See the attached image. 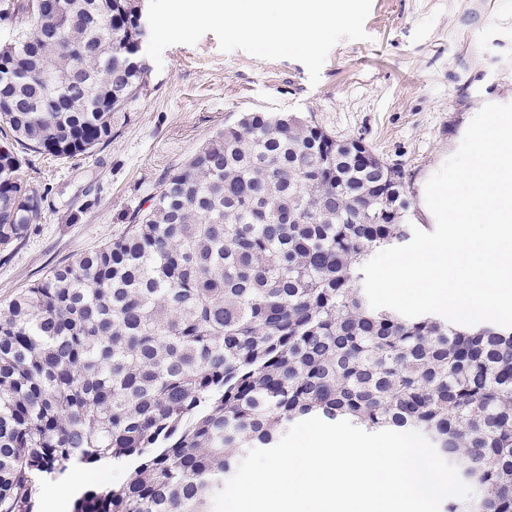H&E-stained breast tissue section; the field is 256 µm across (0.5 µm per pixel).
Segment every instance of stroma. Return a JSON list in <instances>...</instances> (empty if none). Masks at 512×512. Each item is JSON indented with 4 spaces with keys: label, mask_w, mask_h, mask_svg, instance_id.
Returning a JSON list of instances; mask_svg holds the SVG:
<instances>
[{
    "label": "stroma",
    "mask_w": 512,
    "mask_h": 512,
    "mask_svg": "<svg viewBox=\"0 0 512 512\" xmlns=\"http://www.w3.org/2000/svg\"><path fill=\"white\" fill-rule=\"evenodd\" d=\"M365 30L331 49L315 84L299 61L225 52L211 33L168 47L110 145L65 163L29 154L21 175L44 217L0 259V303L125 233L170 169L247 112L310 114L335 139L363 140L401 166L410 221L433 231L422 184L476 108L512 102V0H372Z\"/></svg>",
    "instance_id": "stroma-1"
}]
</instances>
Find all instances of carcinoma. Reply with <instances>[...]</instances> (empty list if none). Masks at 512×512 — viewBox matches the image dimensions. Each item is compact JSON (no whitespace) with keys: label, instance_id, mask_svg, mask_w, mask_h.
<instances>
[{"label":"carcinoma","instance_id":"1","mask_svg":"<svg viewBox=\"0 0 512 512\" xmlns=\"http://www.w3.org/2000/svg\"><path fill=\"white\" fill-rule=\"evenodd\" d=\"M0 0V248L43 218L23 151L107 146L145 89L139 0ZM404 171L313 120L251 112L173 168L127 232L0 306V512L128 464L74 512H209L296 419L418 430L512 512V327L373 309L362 267L410 239ZM81 476L85 486L89 487L96 484H116L123 478V469H77L75 470Z\"/></svg>","mask_w":512,"mask_h":512}]
</instances>
